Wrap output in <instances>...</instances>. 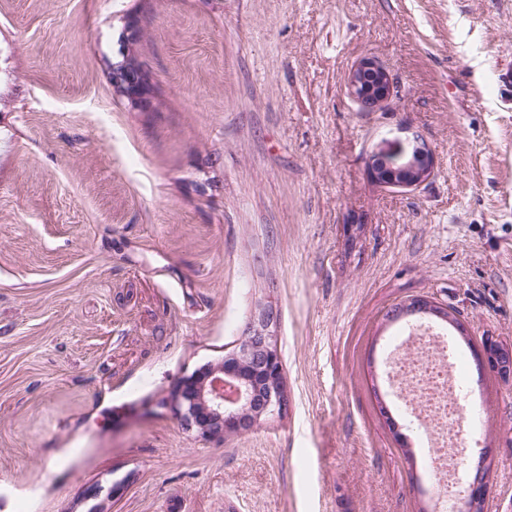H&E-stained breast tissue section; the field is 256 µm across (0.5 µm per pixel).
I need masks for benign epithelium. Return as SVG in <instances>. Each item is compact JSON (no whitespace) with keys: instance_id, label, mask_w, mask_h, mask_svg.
<instances>
[{"instance_id":"benign-epithelium-1","label":"benign epithelium","mask_w":512,"mask_h":512,"mask_svg":"<svg viewBox=\"0 0 512 512\" xmlns=\"http://www.w3.org/2000/svg\"><path fill=\"white\" fill-rule=\"evenodd\" d=\"M118 84H130L127 98L141 102L149 88L138 78L135 71L125 67L113 76ZM347 94L355 102L369 103L367 110L377 108L394 93V81L389 73L374 59L367 58L351 72L346 84ZM382 165L370 167L372 178L392 187H418L432 171L429 151L417 145L409 152H397L380 159ZM276 315L270 308L250 324L246 336L233 352L224 357L230 366L242 365L257 368L267 379L269 393L266 403L257 408L251 401L247 384L232 379L229 371L221 366L213 368L215 379L211 387L198 388L197 376L183 379L175 390L174 408L189 426L197 427L206 436H219L225 432L246 431L261 419L281 414L287 407L285 395L275 387V380L282 374V363L277 349L275 334ZM498 360L493 369L505 379L512 377V346L496 345ZM488 488V464L486 451L480 452L475 466V479L464 503L465 512H478Z\"/></svg>"}]
</instances>
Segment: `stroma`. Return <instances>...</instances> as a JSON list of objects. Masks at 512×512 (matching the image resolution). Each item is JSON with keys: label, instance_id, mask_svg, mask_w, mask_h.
<instances>
[{"label": "stroma", "instance_id": "stroma-1", "mask_svg": "<svg viewBox=\"0 0 512 512\" xmlns=\"http://www.w3.org/2000/svg\"><path fill=\"white\" fill-rule=\"evenodd\" d=\"M416 140L428 183L371 180ZM416 296L466 328L465 462L512 512V379L473 360L512 344V0H0V512H433L381 412ZM268 305L288 409L206 438L174 391ZM365 76H371L375 88L365 83ZM347 94L358 104L371 103L364 110L371 111L394 93V81L389 73L374 59H363L351 72L346 84ZM135 71L138 73L136 75ZM140 71L137 68L130 70L129 67L122 68L119 73L113 76V81L118 84H130L126 91L127 98L134 103H140L149 93V88L144 84ZM138 82V83H136Z\"/></svg>", "mask_w": 512, "mask_h": 512}]
</instances>
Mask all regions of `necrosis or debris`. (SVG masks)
<instances>
[{"mask_svg": "<svg viewBox=\"0 0 512 512\" xmlns=\"http://www.w3.org/2000/svg\"><path fill=\"white\" fill-rule=\"evenodd\" d=\"M459 363L447 335L422 324L412 326L387 358L392 393L428 447L426 462L438 512H451L467 479L463 461L468 444L460 434L464 404Z\"/></svg>", "mask_w": 512, "mask_h": 512, "instance_id": "obj_1", "label": "necrosis or debris"}]
</instances>
